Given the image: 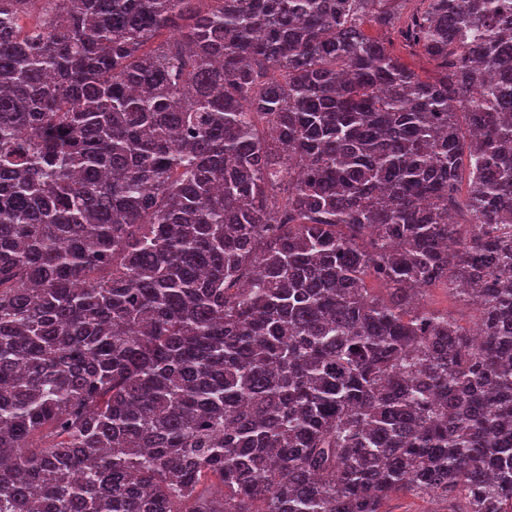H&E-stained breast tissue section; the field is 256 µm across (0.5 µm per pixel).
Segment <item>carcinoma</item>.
Masks as SVG:
<instances>
[{
	"label": "carcinoma",
	"instance_id": "carcinoma-1",
	"mask_svg": "<svg viewBox=\"0 0 512 512\" xmlns=\"http://www.w3.org/2000/svg\"><path fill=\"white\" fill-rule=\"evenodd\" d=\"M399 2L0 0V512H512V0ZM364 28L370 36L383 41L392 54L400 56L423 79L434 76V67L422 51L417 50L413 54L410 53L408 50H405L401 42L393 34L377 27L372 22L366 23ZM425 301L434 309L448 310L449 313L460 318L464 323L474 321L473 309L463 305L452 294L447 293L444 288H430L426 292ZM463 507L459 498L443 495H416L400 492L386 501L385 512H453Z\"/></svg>",
	"mask_w": 512,
	"mask_h": 512
}]
</instances>
